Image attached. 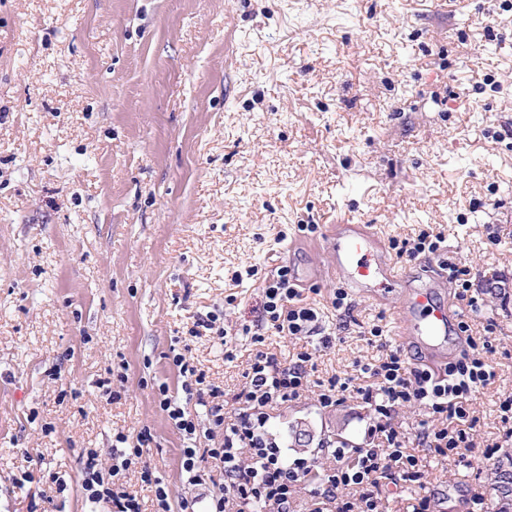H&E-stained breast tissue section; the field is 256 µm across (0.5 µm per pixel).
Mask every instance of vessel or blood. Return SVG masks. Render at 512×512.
<instances>
[{"mask_svg":"<svg viewBox=\"0 0 512 512\" xmlns=\"http://www.w3.org/2000/svg\"><path fill=\"white\" fill-rule=\"evenodd\" d=\"M320 245L328 256L326 266L296 273V284L305 287L329 273L352 296L393 303L395 333L410 354L446 353L458 320L442 299L447 280H417L415 262L395 260L369 224L327 225Z\"/></svg>","mask_w":512,"mask_h":512,"instance_id":"b4317fda","label":"vessel or blood"}]
</instances>
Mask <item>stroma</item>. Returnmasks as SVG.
I'll list each match as a JSON object with an SVG mask.
<instances>
[{
    "label": "stroma",
    "instance_id": "1",
    "mask_svg": "<svg viewBox=\"0 0 512 512\" xmlns=\"http://www.w3.org/2000/svg\"><path fill=\"white\" fill-rule=\"evenodd\" d=\"M346 221L443 235L486 292L455 304L497 374L470 465L417 451L458 512L491 482L484 448L512 465V0H0V512H109L82 454L111 465L113 434L144 428L172 499L209 495L159 407L177 352L230 411L257 352L315 347V387L270 431L292 459L363 443L362 400L321 408L318 384L399 347L388 306L352 299L337 332L326 275L305 297L330 347L240 333L271 271L320 262L296 225ZM211 311L234 336H189Z\"/></svg>",
    "mask_w": 512,
    "mask_h": 512
}]
</instances>
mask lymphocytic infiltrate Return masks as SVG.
Wrapping results in <instances>:
<instances>
[{
  "label": "lymphocytic infiltrate",
  "mask_w": 512,
  "mask_h": 512,
  "mask_svg": "<svg viewBox=\"0 0 512 512\" xmlns=\"http://www.w3.org/2000/svg\"><path fill=\"white\" fill-rule=\"evenodd\" d=\"M442 242V237L423 232L412 241H392L391 247L401 256L437 258L440 267L451 275L456 297L478 308L479 290L470 268L445 257ZM260 322L265 331L254 334L257 343L264 342L268 331L294 339L317 333V312L304 303L302 290L292 282L288 267H279L266 277ZM492 349L491 341H483L462 359L449 363L444 378L413 363L396 348L379 364L363 366V373L371 378L368 384L357 385L349 378L329 380L319 394L321 407L336 406L351 393L370 405L366 444L352 452L328 442L322 444L320 457L294 460L288 458L267 426L272 410L309 391L312 352L301 350L286 362L257 352L230 419L224 413L220 388L190 366L183 354H174L172 362L184 378L186 397L205 408L209 421L208 427H201L198 419L169 396L167 388H160L159 406L185 440L181 471L189 486H199L209 479L207 465L212 462L219 465L223 482L207 502L190 495L171 505L168 489L144 459L149 435L120 433L113 448L116 462L110 468H103L96 450L87 451L83 493L88 502L109 504L110 512H142L138 497L116 481L121 472L137 468L143 483L154 493L157 512H296V496L305 485L311 488V512H377L380 496L412 483L420 490L411 512H434L431 491L420 486L422 462L415 451L425 448L456 463L466 462L476 426L471 415L472 397L496 379L494 368L484 358ZM411 405L420 407L424 417L409 438L401 432L396 418L399 409Z\"/></svg>",
  "instance_id": "1"
}]
</instances>
